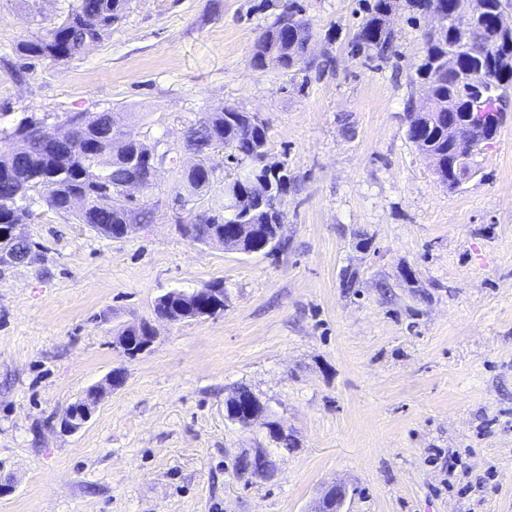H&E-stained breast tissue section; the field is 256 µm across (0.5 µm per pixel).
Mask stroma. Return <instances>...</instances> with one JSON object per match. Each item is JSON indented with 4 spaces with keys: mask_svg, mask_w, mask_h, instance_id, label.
I'll return each instance as SVG.
<instances>
[{
    "mask_svg": "<svg viewBox=\"0 0 512 512\" xmlns=\"http://www.w3.org/2000/svg\"><path fill=\"white\" fill-rule=\"evenodd\" d=\"M74 0H0V125L64 126L111 111L121 131L175 149L134 192L149 223L108 238L33 204L41 256L0 267V512H512V109L459 187L408 139L430 21L394 16L393 51L352 56L368 0H301L309 65H253L286 0H129L88 51L20 70L17 47ZM233 107L267 126L287 167L282 246L269 256L182 230L224 207L242 171L213 153L209 187L173 203L184 129ZM220 282L222 313L157 319L156 299ZM143 322L153 346H113ZM105 389L90 421L66 409ZM250 388L294 439L227 419ZM267 449L271 470L236 472ZM93 393L98 398L96 402L87 401L86 406H78L77 411L70 409L67 413H64L61 419V428L67 432H75L81 429L92 417L94 408H96L100 401L103 392L97 387L93 388ZM346 499V488L343 485L333 483L315 501L310 512H334V509H336V512H342Z\"/></svg>",
    "mask_w": 512,
    "mask_h": 512,
    "instance_id": "stroma-1",
    "label": "stroma"
}]
</instances>
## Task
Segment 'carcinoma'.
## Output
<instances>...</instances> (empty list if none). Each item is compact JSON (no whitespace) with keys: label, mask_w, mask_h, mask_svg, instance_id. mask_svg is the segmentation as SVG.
Wrapping results in <instances>:
<instances>
[{"label":"carcinoma","mask_w":512,"mask_h":512,"mask_svg":"<svg viewBox=\"0 0 512 512\" xmlns=\"http://www.w3.org/2000/svg\"><path fill=\"white\" fill-rule=\"evenodd\" d=\"M387 0H374L360 33L352 41V54L371 51L377 58L388 55L394 34L381 30L379 25ZM128 0H76L75 6L43 36L21 43L18 47L22 67L34 62L70 58L80 53L84 38L101 41L112 27L125 16ZM294 29L275 21L257 41L253 64L258 69L270 66L285 72L303 69L302 53L291 40ZM491 23L486 20L472 27L466 48L455 47L450 36L430 37L426 59H443V67L430 66L417 72L419 83L429 86L428 103L407 111L408 139L429 159L440 181L448 183V112L454 100H463L467 80L468 59L471 53L489 48ZM456 55L457 70H448V53ZM31 125L46 126L33 116L20 119L11 129L0 128V135L16 141L15 149L0 156V228L30 221L32 211L28 202L34 201L31 192L41 193L46 207L59 214H74L80 224H87L106 237H119L112 232L116 224H147V211L132 205L122 191L131 170L146 171L147 158L160 153L158 146L148 147L141 140L124 136L116 128L111 112H81L70 117L66 127L77 142L74 150H55L42 141L30 142L25 135ZM193 147L197 165L180 173L179 190L197 195L210 184V154L215 146L234 149L246 162L264 151L267 127L250 123L249 114L238 112L227 119L224 110L207 112L193 125ZM250 173L236 177L226 188L224 213L204 212L190 225L196 237L219 234L221 230L241 220L235 193L248 191ZM83 195L87 208L73 211L70 199ZM36 252L20 238H7L0 244V266L33 262Z\"/></svg>","instance_id":"carcinoma-1"}]
</instances>
